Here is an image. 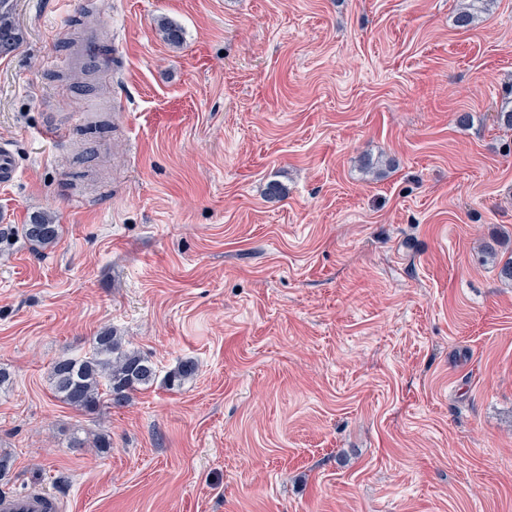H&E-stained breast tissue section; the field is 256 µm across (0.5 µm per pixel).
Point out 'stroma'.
Returning <instances> with one entry per match:
<instances>
[{"label": "stroma", "mask_w": 512, "mask_h": 512, "mask_svg": "<svg viewBox=\"0 0 512 512\" xmlns=\"http://www.w3.org/2000/svg\"><path fill=\"white\" fill-rule=\"evenodd\" d=\"M10 2L0 140L20 175L0 225L44 213L61 234L0 254V493L512 512V286L479 254L512 234V0L467 30L465 0ZM91 9L112 64L82 87L67 43ZM79 112L108 129L44 137ZM108 327L158 378L86 416L48 372Z\"/></svg>", "instance_id": "obj_1"}]
</instances>
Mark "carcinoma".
Instances as JSON below:
<instances>
[{"label":"carcinoma","mask_w":512,"mask_h":512,"mask_svg":"<svg viewBox=\"0 0 512 512\" xmlns=\"http://www.w3.org/2000/svg\"><path fill=\"white\" fill-rule=\"evenodd\" d=\"M23 37L9 0H0V54L13 51ZM61 225L52 223L44 214L34 215L30 223L13 229L0 228V244L15 235L22 236L38 248H48L60 236ZM196 372L192 360H183L164 379L169 388L182 386ZM156 378L153 364L140 352L126 348L122 337L111 328L101 330L93 338L89 357H59L49 373L53 393L67 405L84 415L95 414L104 403L122 405L132 392L152 385Z\"/></svg>","instance_id":"carcinoma-1"}]
</instances>
